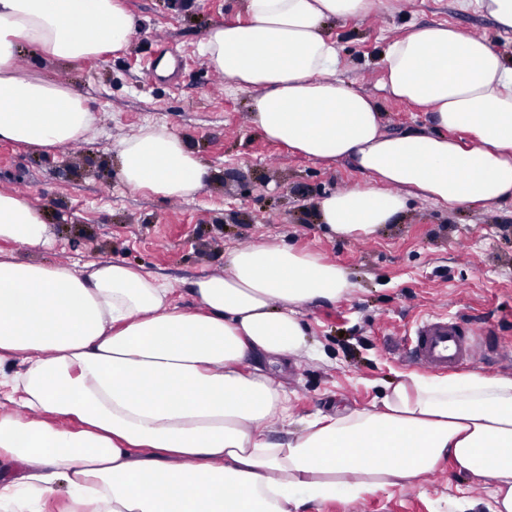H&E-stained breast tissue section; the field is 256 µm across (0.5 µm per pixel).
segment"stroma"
I'll use <instances>...</instances> for the list:
<instances>
[{
    "instance_id": "35a3bbf8",
    "label": "stroma",
    "mask_w": 512,
    "mask_h": 512,
    "mask_svg": "<svg viewBox=\"0 0 512 512\" xmlns=\"http://www.w3.org/2000/svg\"><path fill=\"white\" fill-rule=\"evenodd\" d=\"M136 30L127 50L75 66L28 52L20 67L31 76L66 80L97 121L86 140L53 152L0 142V189L25 195L40 208L57 238L54 250H17L19 259L46 264L91 258L123 261L169 282L186 309L198 306L190 284L221 271L233 249L276 241L320 254L342 267L353 288L343 298L300 309L319 359L252 356L288 394L291 418L369 406L384 386L410 368L403 348L421 316L445 313L468 323L475 342L494 337L499 358L472 364L488 377H512V204L458 209L420 197L366 239L327 234L317 204L323 197L369 184L350 162H324L267 140L250 122L251 92L225 84L198 51L207 31L244 19V0H123ZM449 24L484 34L506 55L512 38L499 35L476 0H377L361 19L329 23L341 57L340 79L373 96L388 133L432 130L431 115L385 96L383 54L410 25ZM181 62L176 78L150 68L156 31ZM146 125H164L195 151L208 178L187 201L132 192L118 177L110 147ZM491 485L437 466L422 481L321 512H450L459 499L487 512Z\"/></svg>"
}]
</instances>
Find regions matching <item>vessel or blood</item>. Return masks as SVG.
I'll use <instances>...</instances> for the list:
<instances>
[{"instance_id":"b4317fda","label":"vessel or blood","mask_w":512,"mask_h":512,"mask_svg":"<svg viewBox=\"0 0 512 512\" xmlns=\"http://www.w3.org/2000/svg\"><path fill=\"white\" fill-rule=\"evenodd\" d=\"M403 358L411 367L447 372L472 364L476 359V348L457 320L432 313L416 322L404 347Z\"/></svg>"}]
</instances>
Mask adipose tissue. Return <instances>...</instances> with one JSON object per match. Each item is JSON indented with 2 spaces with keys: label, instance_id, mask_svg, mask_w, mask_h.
<instances>
[{
  "label": "adipose tissue",
  "instance_id": "1",
  "mask_svg": "<svg viewBox=\"0 0 512 512\" xmlns=\"http://www.w3.org/2000/svg\"><path fill=\"white\" fill-rule=\"evenodd\" d=\"M371 0H245L246 21L212 28L199 51L238 89L251 121L301 156L351 160L370 185L318 203L342 238L393 222L408 196L453 207L512 202V57L487 38L416 25L383 57V89L427 108L434 131L386 133L377 101L339 79L328 21L359 19ZM121 0H0V140L61 148L96 117L64 80L19 71L29 47L73 65L126 48ZM467 141H459L457 133ZM121 183L192 199L207 172L166 126L112 146ZM0 242L51 248L27 198L0 190ZM351 288L346 272L276 242L229 252L195 280L199 308L171 285L118 261L22 262L0 252V512H302L410 484L453 460L487 479L488 512H512V378L404 375L379 403L261 434L287 419V396L245 371L257 353L315 355L299 310Z\"/></svg>",
  "mask_w": 512,
  "mask_h": 512
}]
</instances>
